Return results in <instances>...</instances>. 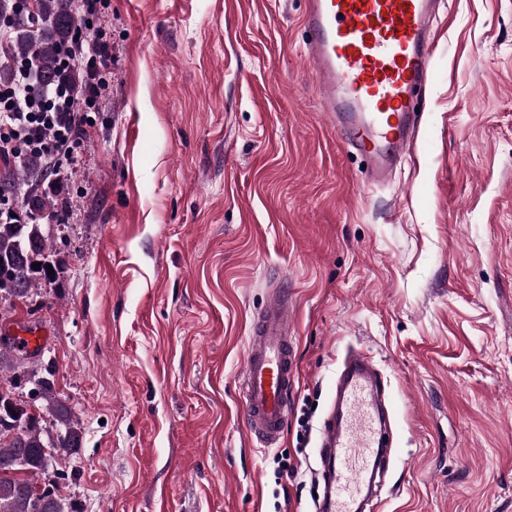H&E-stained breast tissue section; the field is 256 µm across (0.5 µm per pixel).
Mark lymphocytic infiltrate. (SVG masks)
<instances>
[{
	"instance_id": "lymphocytic-infiltrate-1",
	"label": "lymphocytic infiltrate",
	"mask_w": 512,
	"mask_h": 512,
	"mask_svg": "<svg viewBox=\"0 0 512 512\" xmlns=\"http://www.w3.org/2000/svg\"><path fill=\"white\" fill-rule=\"evenodd\" d=\"M82 20L84 30L60 52L62 69L84 66L81 88L60 79L41 93H32L36 66L30 57L18 55L10 58L13 83L0 86V159L25 152L49 162L55 175L49 183L53 189L62 186L63 164L73 159L89 113L97 107L104 84L101 69L112 58L102 24L93 19L90 7H83Z\"/></svg>"
}]
</instances>
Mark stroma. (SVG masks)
<instances>
[{"instance_id":"35a3bbf8","label":"stroma","mask_w":512,"mask_h":512,"mask_svg":"<svg viewBox=\"0 0 512 512\" xmlns=\"http://www.w3.org/2000/svg\"><path fill=\"white\" fill-rule=\"evenodd\" d=\"M112 60L52 221L55 280L0 299L83 430L80 512H315L350 348L379 368V512H512V0H444L407 160L381 186L325 120L307 0H102ZM287 289L300 378L248 436L252 315ZM314 406L305 447L297 416ZM301 453L285 484L274 457Z\"/></svg>"}]
</instances>
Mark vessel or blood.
Listing matches in <instances>:
<instances>
[{"instance_id": "vessel-or-blood-1", "label": "vessel or blood", "mask_w": 512, "mask_h": 512, "mask_svg": "<svg viewBox=\"0 0 512 512\" xmlns=\"http://www.w3.org/2000/svg\"><path fill=\"white\" fill-rule=\"evenodd\" d=\"M440 0H308L306 57L322 110L367 163L370 184L386 183L407 156L418 112L414 95L432 77L433 18ZM288 299L271 298L253 318L241 385L250 439L280 442L298 383ZM379 372L349 352L320 436L321 512H363L376 469L388 464V414Z\"/></svg>"}]
</instances>
